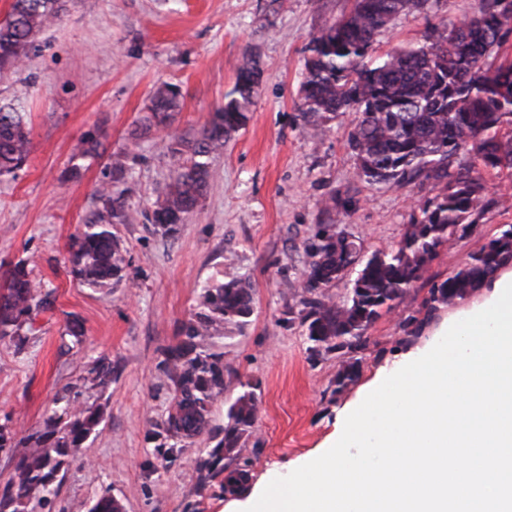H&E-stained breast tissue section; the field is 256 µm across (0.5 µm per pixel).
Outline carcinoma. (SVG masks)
Returning a JSON list of instances; mask_svg holds the SVG:
<instances>
[{
	"instance_id": "1",
	"label": "carcinoma",
	"mask_w": 512,
	"mask_h": 512,
	"mask_svg": "<svg viewBox=\"0 0 512 512\" xmlns=\"http://www.w3.org/2000/svg\"><path fill=\"white\" fill-rule=\"evenodd\" d=\"M69 0H12L0 22V79L25 65L39 34L61 19ZM430 0H352L350 11L309 37L310 52L301 91L300 116L315 133L349 113L347 144L357 159L358 176L369 182L403 188L423 178L441 188L415 202L410 224L397 247L364 262L346 299L333 300L327 288L350 263L351 253L336 247L330 225L315 224L304 243L305 279L294 306L306 327L308 351L315 360L331 353L342 359L336 374L340 391L360 375L368 330L396 312L410 290L425 280L439 247L458 232L479 225L484 213L501 204L484 173L512 171V0H478L477 10L459 24L440 20L421 44L386 56L375 55L376 36L398 15L424 11ZM254 71L240 67L223 105L211 113L199 136L173 132L168 151L177 165L145 219L154 231L176 233L198 210L213 178V155L241 129L253 103ZM184 95L177 84L157 86L131 132L136 140L172 129ZM31 149L30 129L19 104L0 105V176H15ZM137 155H114L104 180L95 189V211L70 244V273L83 286L100 292L130 278V264L115 224H127L125 182ZM512 267V224L499 230L441 282H432L423 316L400 321L408 346L439 311L471 298L503 269ZM48 309L47 296L33 281L26 263L0 273V341L17 354L26 349L36 317ZM254 312L246 281H212L201 286L198 302L178 329L176 345L165 350L163 365L173 386L166 420L156 435L168 451L187 448L212 432V407L224 394V329L249 324ZM72 347L83 342L81 321L67 322ZM112 383V365L93 361L79 386H66L54 398L56 409L42 427L20 437L0 424V453L14 469L0 490V512H35L56 495L65 470L102 421L103 406L92 400ZM230 404L222 437L209 457L197 464L205 483L224 474V492L235 495L250 481L247 466L236 463L259 417L256 385ZM88 512H123L104 493Z\"/></svg>"
}]
</instances>
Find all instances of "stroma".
<instances>
[{
  "label": "stroma",
  "mask_w": 512,
  "mask_h": 512,
  "mask_svg": "<svg viewBox=\"0 0 512 512\" xmlns=\"http://www.w3.org/2000/svg\"><path fill=\"white\" fill-rule=\"evenodd\" d=\"M477 0H431L427 10L400 14L376 38L383 56L422 42L429 23H457ZM352 0H74L45 29L24 69L0 80V102H23L31 153L15 176L0 177V266L28 261L48 292L22 354L0 344V423L19 433L42 426L57 391L84 366L108 358L114 372L104 393V419L81 458L64 474L50 512H87L102 493L125 512H224L221 479L196 480V466L214 444L202 436L164 459L150 430L164 422L172 384L159 368L194 308L199 287L221 278L247 279L254 313L244 329L224 332V365L233 380L213 409V428L236 398L240 381L257 386L259 418L241 456L252 478L281 476L284 463L318 453L334 432L340 409L376 370L405 349L399 316L369 330L357 383L336 389L335 355L310 360L299 322L288 306L304 280L303 242L312 225L333 224L365 254L402 239L413 202L434 195L432 183L393 189L361 179L341 115L317 135L298 111L311 33L348 13ZM258 60L263 78L246 125L214 161L215 176L199 211L171 236L155 233L144 213L161 192L175 160L161 136L132 140L153 89L180 85L173 126L194 133L222 105L244 60ZM100 131L107 154L137 155L128 177L130 223L114 225L127 249L131 278L110 292L82 287L70 274L69 244L95 208L101 159H84L81 176L64 173L86 133ZM502 203L480 230L441 247L430 278L444 279L488 237L512 224V174H489ZM335 197L325 213L323 202ZM79 317L84 342L74 348L66 323Z\"/></svg>",
  "instance_id": "stroma-1"
}]
</instances>
